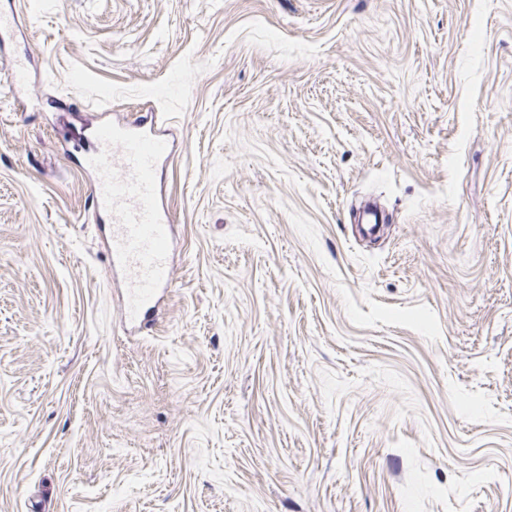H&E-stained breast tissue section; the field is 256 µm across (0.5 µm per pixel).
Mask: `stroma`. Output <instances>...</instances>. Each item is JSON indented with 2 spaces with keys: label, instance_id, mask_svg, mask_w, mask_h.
<instances>
[{
  "label": "stroma",
  "instance_id": "stroma-1",
  "mask_svg": "<svg viewBox=\"0 0 512 512\" xmlns=\"http://www.w3.org/2000/svg\"><path fill=\"white\" fill-rule=\"evenodd\" d=\"M1 11L0 512H512V0ZM102 113L175 140L135 336Z\"/></svg>",
  "mask_w": 512,
  "mask_h": 512
}]
</instances>
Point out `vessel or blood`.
<instances>
[{
  "mask_svg": "<svg viewBox=\"0 0 512 512\" xmlns=\"http://www.w3.org/2000/svg\"><path fill=\"white\" fill-rule=\"evenodd\" d=\"M172 154L170 140L138 121H99L86 156L94 209L109 221L113 269L126 278L122 317L140 330L159 290L172 281L168 248L172 230L162 206L158 170Z\"/></svg>",
  "mask_w": 512,
  "mask_h": 512,
  "instance_id": "vessel-or-blood-1",
  "label": "vessel or blood"
}]
</instances>
